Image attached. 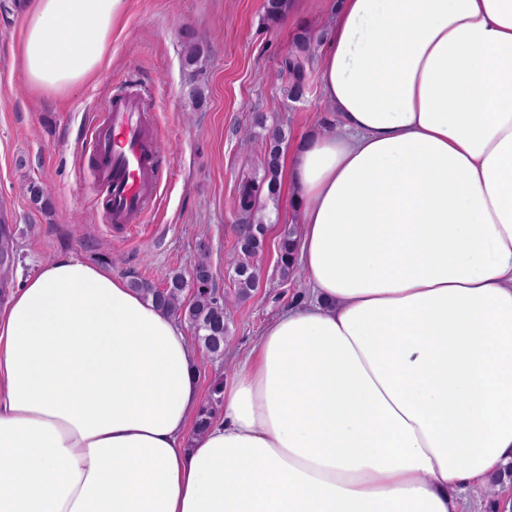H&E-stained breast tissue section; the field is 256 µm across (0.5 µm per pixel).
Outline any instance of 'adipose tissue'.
Segmentation results:
<instances>
[{
	"instance_id": "1",
	"label": "adipose tissue",
	"mask_w": 512,
	"mask_h": 512,
	"mask_svg": "<svg viewBox=\"0 0 512 512\" xmlns=\"http://www.w3.org/2000/svg\"><path fill=\"white\" fill-rule=\"evenodd\" d=\"M127 0H33L35 91L102 68ZM337 117L280 163L314 290L189 436L198 351L69 254L0 307V512H461L512 463V0H340Z\"/></svg>"
}]
</instances>
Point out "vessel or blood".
I'll list each match as a JSON object with an SVG mask.
<instances>
[{"mask_svg": "<svg viewBox=\"0 0 512 512\" xmlns=\"http://www.w3.org/2000/svg\"><path fill=\"white\" fill-rule=\"evenodd\" d=\"M146 98L137 85L114 94L91 129L96 180L106 220L131 224L145 213L160 186L161 163L145 119Z\"/></svg>", "mask_w": 512, "mask_h": 512, "instance_id": "vessel-or-blood-1", "label": "vessel or blood"}]
</instances>
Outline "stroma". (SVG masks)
Segmentation results:
<instances>
[{"instance_id": "obj_1", "label": "stroma", "mask_w": 512, "mask_h": 512, "mask_svg": "<svg viewBox=\"0 0 512 512\" xmlns=\"http://www.w3.org/2000/svg\"><path fill=\"white\" fill-rule=\"evenodd\" d=\"M30 2L0 0V212L9 213L0 229H6L10 246L9 262L0 265V295L71 252L159 287L172 272L190 273L203 257L216 288L233 293L225 258L236 244L234 199L243 175L258 170L264 156L252 115L267 113L292 144L334 125L317 70L307 75L306 93L294 99L279 63L300 28L329 31L336 0H289L285 17L273 26L263 21L265 0H127L104 70L52 96L32 93L20 68L17 34ZM188 28L204 47L202 64L193 68L183 64L181 36ZM130 77L147 93V122L164 177L137 223L109 224L86 135ZM194 84L207 93L198 109L188 98ZM247 133L253 142L244 149L240 139ZM33 184L44 189L47 204L31 200ZM269 214L276 232L298 221L286 195ZM276 232L257 257L255 296L231 311L229 350L221 358L199 354L204 396L231 381L237 357L248 353L272 319L312 297L302 266L281 280Z\"/></svg>"}]
</instances>
